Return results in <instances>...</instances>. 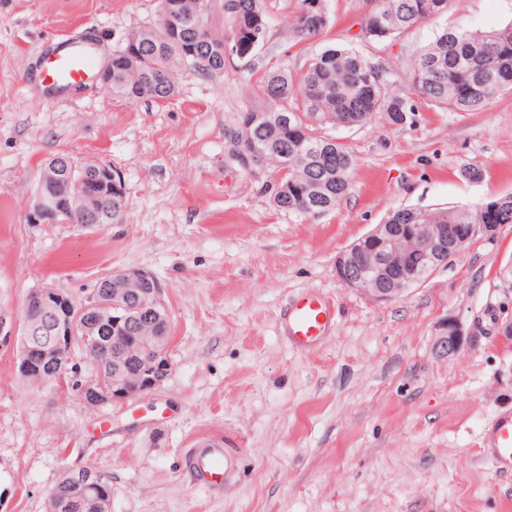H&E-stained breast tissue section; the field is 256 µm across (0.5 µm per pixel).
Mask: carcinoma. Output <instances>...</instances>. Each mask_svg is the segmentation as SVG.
<instances>
[{
    "mask_svg": "<svg viewBox=\"0 0 512 512\" xmlns=\"http://www.w3.org/2000/svg\"><path fill=\"white\" fill-rule=\"evenodd\" d=\"M198 0H186V12L176 24L159 20L132 32L147 52L141 69L125 66L129 42L112 51V94L130 102L163 101L175 96L178 67L184 63L188 41L224 68L228 42L264 43L268 20L265 0H222L230 34L204 26L193 16ZM371 9L358 35L382 39L399 35L446 10L451 0H369ZM330 24L327 7L312 10L301 0L290 24L301 43L323 33ZM512 89V23L492 31L448 28L409 64V77L392 90L381 67L349 45L329 47L317 54L299 75L286 68L269 71L263 93L270 102L267 119L254 127L243 122L245 112L224 120V154L239 164L242 154H260L275 168L288 163L286 182L270 189L272 202L286 212L321 214L332 209L351 187L355 159L348 148L323 133L327 124L360 126L381 116L391 126H403L420 107L451 112H479L501 90ZM501 203L495 223L512 224V195L486 201ZM389 224H484L481 205L446 209L400 208L387 216ZM110 336L93 337L84 351L93 358L112 348ZM112 496L104 477L89 491L79 488L72 473L52 489L50 512H103Z\"/></svg>",
    "mask_w": 512,
    "mask_h": 512,
    "instance_id": "obj_1",
    "label": "carcinoma"
}]
</instances>
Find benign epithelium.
Masks as SVG:
<instances>
[{
    "instance_id": "obj_1",
    "label": "benign epithelium",
    "mask_w": 512,
    "mask_h": 512,
    "mask_svg": "<svg viewBox=\"0 0 512 512\" xmlns=\"http://www.w3.org/2000/svg\"><path fill=\"white\" fill-rule=\"evenodd\" d=\"M42 183L50 190L37 193L29 213L34 224L68 223L76 209L85 223L100 224L108 215L104 203L117 207L126 200L125 183L117 171L102 164L79 169L69 157L50 158ZM499 228L498 224H378L336 258V277L377 301H390L458 255L452 251L455 244L479 233L492 239ZM415 253L422 256L423 264L410 268L407 260ZM101 287L109 298L107 302L93 292L78 303L69 293L45 286L26 298L25 317L0 313L3 346L18 336L46 333V341L26 357L23 366L35 384L65 387L70 370L55 371L53 364L70 361L72 348L86 342L91 333L126 338L124 344L112 346V379L98 375L85 383L75 381L84 402L91 407L143 398L163 381L164 371L170 368L158 357L142 360L135 353L136 347L155 342L169 316L159 280L149 271L131 269L101 282ZM147 295L151 296L149 302ZM104 307L108 309L105 318L100 314ZM464 340L463 325L455 318H445L438 325L433 350L447 358L461 348Z\"/></svg>"
}]
</instances>
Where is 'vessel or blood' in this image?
<instances>
[{
	"label": "vessel or blood",
	"instance_id": "b4317fda",
	"mask_svg": "<svg viewBox=\"0 0 512 512\" xmlns=\"http://www.w3.org/2000/svg\"><path fill=\"white\" fill-rule=\"evenodd\" d=\"M97 57L83 38L56 41L39 59L37 81L45 90L62 94L91 78ZM335 318L333 304L316 292H301L288 303L283 320L294 345L308 350L328 335ZM483 446L495 471L512 475V410L500 412L483 437ZM188 468L195 480L210 486L224 484L236 468V457L223 443L211 442L190 457Z\"/></svg>",
	"mask_w": 512,
	"mask_h": 512
}]
</instances>
